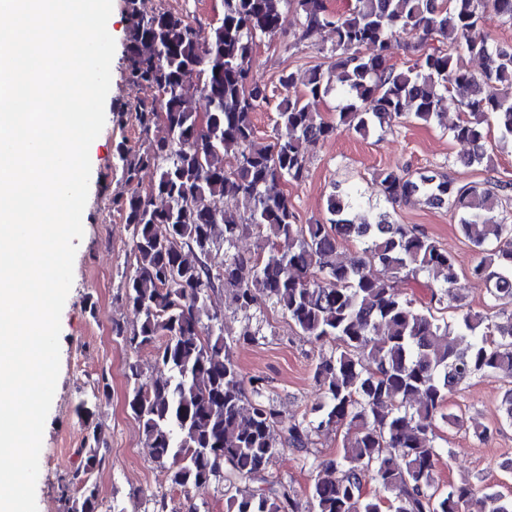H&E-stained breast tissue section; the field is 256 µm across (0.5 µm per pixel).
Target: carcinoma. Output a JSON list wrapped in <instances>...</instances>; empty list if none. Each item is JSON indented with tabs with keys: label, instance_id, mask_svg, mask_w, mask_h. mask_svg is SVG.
<instances>
[{
	"label": "carcinoma",
	"instance_id": "carcinoma-1",
	"mask_svg": "<svg viewBox=\"0 0 512 512\" xmlns=\"http://www.w3.org/2000/svg\"><path fill=\"white\" fill-rule=\"evenodd\" d=\"M290 11L299 21L290 46L329 28L331 63L306 70L301 95L292 92L294 74L280 78L286 95L276 123L289 135L261 142L253 114L269 95L251 80L254 49L258 39L282 32ZM487 12L512 22V0H450L445 8L429 0H354L345 13L329 10L326 0H224L221 24L206 31L181 14L126 0V79L164 98L123 108L149 137L144 149L121 150L125 180L150 167L158 176L145 192L112 200L131 229L135 268L125 289L137 316L114 332L134 349L159 342V376L129 366L127 404L148 455L168 469L172 485L202 494L222 483L228 512H300L298 491L270 474L272 459L284 448L308 451L313 434L344 429L340 453L321 462L308 512H512V498L468 482L442 488L435 479L448 394L474 377L512 378V216L495 224L483 217L509 185L460 184L398 168L377 176L390 204L421 194L448 206L482 251L464 277L417 227L386 215L355 222L358 198L349 188L329 195L326 224L299 223L278 188L305 180L308 149L339 127L366 133L402 118L430 124L447 97L460 112L448 133L471 147L463 163L490 165L489 127L512 141V43L480 32ZM412 32L420 41L398 70L390 49ZM466 55L483 61L480 75L463 66ZM334 95V123L303 102ZM198 96L206 101L204 120L192 107ZM159 111L164 132L152 138ZM216 196L235 199L242 211L216 207ZM246 234L260 241L254 256L236 251ZM349 241L353 256L337 261L338 245ZM221 250L224 258L213 261ZM423 273L433 276L429 302L396 288ZM463 280L486 289L502 321L470 311L452 323L439 315ZM218 290L235 313L248 318L265 298L298 335L335 345L314 370L323 401L301 419L282 421L266 402L265 379L241 374L224 319L210 309ZM103 444L93 427L82 466L68 480L82 493L64 495L63 512H125L103 505L86 478ZM370 481L378 492L363 491Z\"/></svg>",
	"mask_w": 512,
	"mask_h": 512
}]
</instances>
